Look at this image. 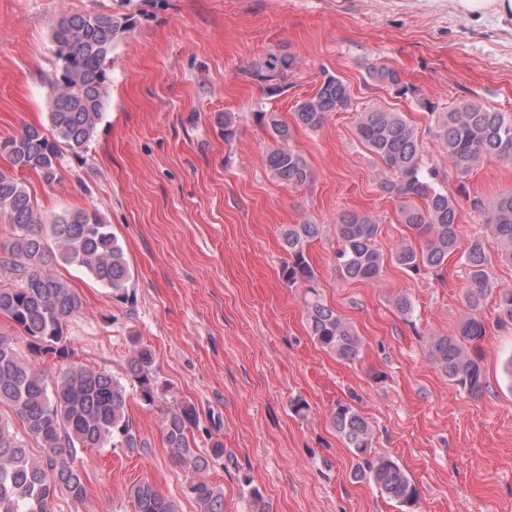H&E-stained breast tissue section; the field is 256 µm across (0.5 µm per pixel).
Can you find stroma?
Instances as JSON below:
<instances>
[{
  "label": "stroma",
  "mask_w": 512,
  "mask_h": 512,
  "mask_svg": "<svg viewBox=\"0 0 512 512\" xmlns=\"http://www.w3.org/2000/svg\"><path fill=\"white\" fill-rule=\"evenodd\" d=\"M85 12L136 20L113 54L98 133L82 157L66 155L55 183L23 180L43 220L83 208L111 224L130 298L119 303L83 269L57 267L81 306L66 322L68 356L46 357L44 367L53 377L85 366L124 380L149 449L79 450L86 494L60 495L52 512H134L128 490L139 481L195 512L187 472L163 437L168 407L185 400L199 413L198 447L224 443L208 479L223 488L225 512H249L254 488L273 512H401L353 479V457L329 421L339 399L372 424L376 452L416 483L417 512H512V325L490 328L482 344V399L460 394L428 357L429 337L454 334L465 312V266L449 259L438 276L389 264L376 281H349L334 267L331 234L313 242L325 301L363 339L361 359L345 363L309 336L281 244L288 225H332L349 211L378 220L381 250L400 243L398 203L379 191L382 166L357 142L356 120L372 106L403 113L427 160L446 168L423 105L512 116V12L469 15L451 0H0V141L48 126L51 27ZM283 51L296 64L270 95L252 70ZM371 62L404 71L415 96L369 81ZM326 72L348 84L352 105L318 132L294 131L313 179L284 188L266 169L271 140L256 115H290ZM221 112L235 117L233 137L215 122ZM444 187L467 235L483 225L469 196L512 189V166L490 158L464 179L448 170ZM398 294L410 298V317L393 308ZM137 341L154 354L161 392L152 404L127 377ZM297 397L311 407L307 419L289 407Z\"/></svg>",
  "instance_id": "1"
}]
</instances>
